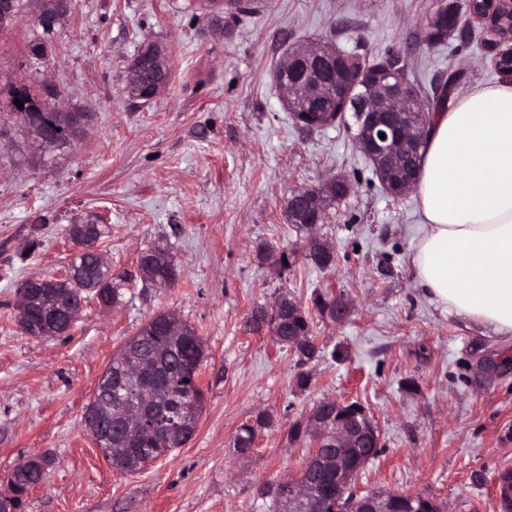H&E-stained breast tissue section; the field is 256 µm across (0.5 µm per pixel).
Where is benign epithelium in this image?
Listing matches in <instances>:
<instances>
[{
    "label": "benign epithelium",
    "mask_w": 512,
    "mask_h": 512,
    "mask_svg": "<svg viewBox=\"0 0 512 512\" xmlns=\"http://www.w3.org/2000/svg\"><path fill=\"white\" fill-rule=\"evenodd\" d=\"M34 14L52 15L55 21L64 20L72 10V0H30ZM474 19L490 33L498 29L500 35L487 40L497 58H506L505 67L512 76V0H465ZM314 65L317 85H309L305 79H288V70L301 64ZM283 101L303 99L307 109L319 116L329 113L330 102H335L342 120L350 112L358 124V143L363 154L380 165V161L392 156H412L420 148L426 126L413 121L406 112L412 98V88L404 76V69L393 57H388L371 71L354 66V59L347 56L332 42H310L288 51L279 66L276 80ZM29 105L16 111L15 116L26 128L44 159L59 150L63 142L50 128L33 124L28 119ZM352 190L350 181L338 177L320 186L293 190L288 197L292 206L308 215L311 233L322 223L328 203L341 201ZM74 254H94L105 262L97 247L96 235L89 233L72 238ZM309 257L312 262L329 267L334 262L332 247L319 236L311 237ZM37 303L45 325L64 320L73 325L84 306L78 299L64 306L55 293H41ZM324 314L334 323L343 322L350 314V303L342 298L328 303ZM276 342L288 346L298 357V363L306 365L318 354L317 342L309 336L293 335L283 339L272 333ZM156 384L150 383L137 394L130 395L113 408L112 418L127 431L129 440L138 443L156 435L154 423L145 413L148 398ZM323 404L330 410L315 407L301 419V427L310 439L305 464L299 474L278 482L280 490L293 503H302L311 512H417L420 501L410 495L389 491H359L354 486L356 475L381 448L378 427L365 408L357 402L326 399ZM330 448L327 454L323 449ZM368 448L361 455L357 450Z\"/></svg>",
    "instance_id": "1"
}]
</instances>
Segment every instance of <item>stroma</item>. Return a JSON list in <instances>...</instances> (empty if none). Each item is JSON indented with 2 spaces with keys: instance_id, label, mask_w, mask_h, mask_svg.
Returning a JSON list of instances; mask_svg holds the SVG:
<instances>
[{
  "instance_id": "stroma-1",
  "label": "stroma",
  "mask_w": 512,
  "mask_h": 512,
  "mask_svg": "<svg viewBox=\"0 0 512 512\" xmlns=\"http://www.w3.org/2000/svg\"><path fill=\"white\" fill-rule=\"evenodd\" d=\"M464 0H264L259 12L208 26L190 0H74L48 64L28 49L21 19L0 33V102L11 86L50 79L92 121L74 148L33 166L15 116L0 112V492L20 460L47 456L24 512H274L260 492L295 475L304 448L292 421L318 401L359 402L382 452L357 475L360 490L421 494L447 512H500V473L512 468V342L481 336L431 305L411 272L421 230L413 194L382 190L347 121L298 127L272 68L292 45L326 40L361 57L400 54L426 88L459 73L454 94L500 80L483 31L473 42L428 47L434 13ZM171 48L172 79L146 103L124 93L145 40ZM339 175L352 194L331 205L320 238L336 263L306 259L307 242L285 218L291 190ZM104 221L98 242L121 301L87 299L72 329L22 335L18 293L32 278H62L73 254L68 228ZM174 256L177 282L145 283L141 250ZM297 255L279 270L258 247ZM290 293L307 308L320 294L353 304L341 325L311 310L322 351L299 388L296 357L251 321ZM204 341L206 408L193 437L126 473L101 455L85 407L113 354L160 312ZM266 413L250 456L238 428Z\"/></svg>"
}]
</instances>
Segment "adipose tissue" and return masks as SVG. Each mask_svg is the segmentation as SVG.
<instances>
[{"instance_id":"ef3b65f1","label":"adipose tissue","mask_w":512,"mask_h":512,"mask_svg":"<svg viewBox=\"0 0 512 512\" xmlns=\"http://www.w3.org/2000/svg\"><path fill=\"white\" fill-rule=\"evenodd\" d=\"M414 196L416 284L441 312L512 340V80L432 114Z\"/></svg>"}]
</instances>
